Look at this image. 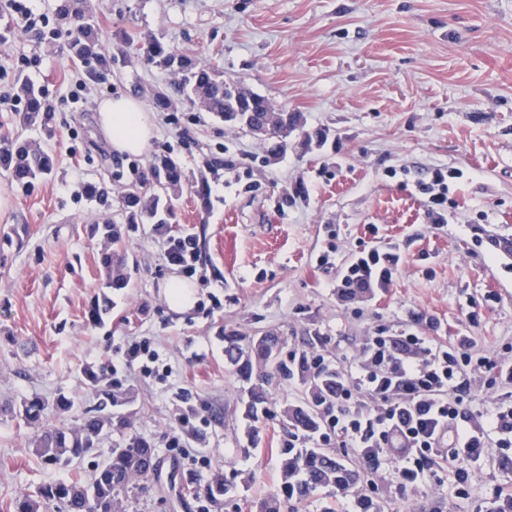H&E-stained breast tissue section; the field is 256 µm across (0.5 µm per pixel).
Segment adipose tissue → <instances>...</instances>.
I'll use <instances>...</instances> for the list:
<instances>
[{
	"label": "adipose tissue",
	"instance_id": "adipose-tissue-1",
	"mask_svg": "<svg viewBox=\"0 0 512 512\" xmlns=\"http://www.w3.org/2000/svg\"><path fill=\"white\" fill-rule=\"evenodd\" d=\"M98 125L113 150L124 154H141L148 148L155 132L139 101L119 95L102 102Z\"/></svg>",
	"mask_w": 512,
	"mask_h": 512
}]
</instances>
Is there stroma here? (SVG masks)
Wrapping results in <instances>:
<instances>
[{"label":"stroma","mask_w":512,"mask_h":512,"mask_svg":"<svg viewBox=\"0 0 512 512\" xmlns=\"http://www.w3.org/2000/svg\"><path fill=\"white\" fill-rule=\"evenodd\" d=\"M94 21L110 65L96 78L74 60L64 30L39 38L22 30L0 0V96L11 93L19 57L40 56L37 85L52 107L48 127L26 139L52 150L55 167L20 193L0 174V512L22 494L58 480L91 481L97 461L42 463L36 426L21 403L58 394L72 412L50 423L74 427L97 403L86 370L116 369L130 393L129 428L153 448L157 470L134 486L125 512H258L276 489L289 433L279 416L293 386L266 389L270 414L250 422L249 385L224 358L231 333H275L296 348L321 336L344 368L362 341L434 321L448 346L459 337L497 356V385L512 374V0H96ZM152 34L197 66L297 112L303 131L287 149L232 128L186 100L157 111L155 91L174 77L140 57H123L118 31ZM138 97L156 124L141 155L118 156L98 126L104 99ZM187 173L209 168L206 198L184 186L169 224L139 225L126 238L135 261L127 287L107 289L91 225L117 214L122 191L161 154ZM455 172L445 219L434 222L418 185L434 168ZM109 192L91 201L88 183ZM198 239L207 285L185 314L165 298L181 276L166 258L169 236ZM398 255L392 276L357 301L342 299L343 270L370 249ZM111 298L103 322L92 308ZM153 338L159 378L125 363L136 337ZM195 412L178 431L184 406ZM512 448L475 462L473 499L512 484ZM240 477L222 504L202 492L214 475ZM448 477L417 487L394 475L373 497L392 512H448Z\"/></svg>","instance_id":"stroma-1"}]
</instances>
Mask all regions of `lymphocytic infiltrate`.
Masks as SVG:
<instances>
[{"label":"lymphocytic infiltrate","instance_id":"1","mask_svg":"<svg viewBox=\"0 0 512 512\" xmlns=\"http://www.w3.org/2000/svg\"><path fill=\"white\" fill-rule=\"evenodd\" d=\"M473 343L451 346L419 334L366 337L353 368L322 407L312 444L350 450L370 472L392 468L399 485L415 487L429 472L450 469L458 512L480 478L473 467L493 448L512 447V390L495 391L491 410L473 411L467 365L487 374L498 366L489 353L472 356Z\"/></svg>","mask_w":512,"mask_h":512}]
</instances>
